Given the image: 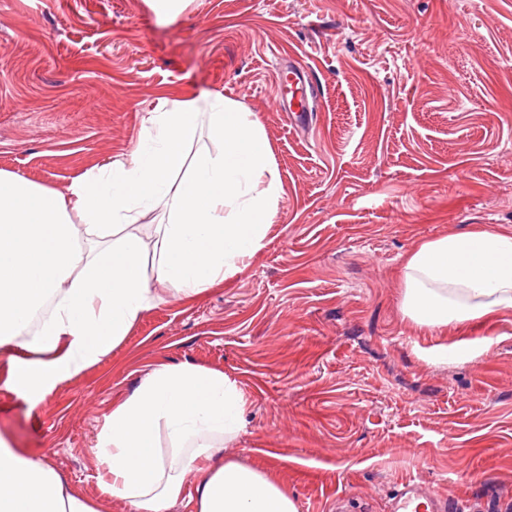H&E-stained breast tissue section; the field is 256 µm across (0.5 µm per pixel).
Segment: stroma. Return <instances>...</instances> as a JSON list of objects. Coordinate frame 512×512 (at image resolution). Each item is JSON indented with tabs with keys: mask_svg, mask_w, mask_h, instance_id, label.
<instances>
[{
	"mask_svg": "<svg viewBox=\"0 0 512 512\" xmlns=\"http://www.w3.org/2000/svg\"><path fill=\"white\" fill-rule=\"evenodd\" d=\"M317 81L305 124L279 66ZM220 94L260 120L281 183L265 246L186 297L157 288L127 335L32 397L0 438L99 496L112 410L161 364L224 373L249 400L225 452L277 464L298 512H389L412 477L468 512H512V316L475 360L431 361L395 273L420 240L512 228V0H0V170L67 192L135 150L161 96Z\"/></svg>",
	"mask_w": 512,
	"mask_h": 512,
	"instance_id": "stroma-1",
	"label": "stroma"
}]
</instances>
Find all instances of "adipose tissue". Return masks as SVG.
<instances>
[{"instance_id": "adipose-tissue-1", "label": "adipose tissue", "mask_w": 512, "mask_h": 512, "mask_svg": "<svg viewBox=\"0 0 512 512\" xmlns=\"http://www.w3.org/2000/svg\"><path fill=\"white\" fill-rule=\"evenodd\" d=\"M221 141L218 152L188 155L200 119ZM180 181H173L175 171ZM279 182L272 149L252 113L214 95L207 115L197 100L160 98L138 147L74 180L68 194L0 170V340L22 338L31 357L14 362L11 383L40 395L71 378L126 336L154 300L143 273L146 255L133 231L142 210H159L154 230L157 279L199 296L237 273L264 245ZM82 223L74 225L70 215ZM400 313L433 336L455 328L466 359L480 355L470 334L492 336L512 315V230L474 224L419 242L401 262ZM52 314L24 338L32 309ZM249 401L224 373L185 363L149 372L115 402L99 434L102 497L127 512H298L277 468L225 456L220 438L237 435ZM166 429L169 457L156 437ZM196 473L192 491L184 477ZM0 512H101L56 470L0 440Z\"/></svg>"}]
</instances>
